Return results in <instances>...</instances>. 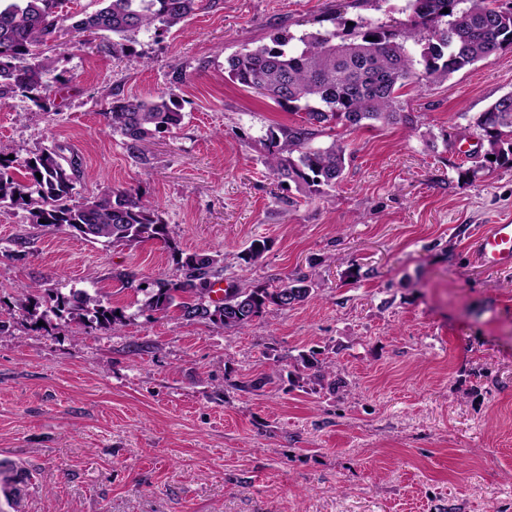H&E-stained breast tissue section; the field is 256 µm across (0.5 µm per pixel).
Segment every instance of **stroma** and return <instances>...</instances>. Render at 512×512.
<instances>
[{"instance_id":"stroma-1","label":"stroma","mask_w":512,"mask_h":512,"mask_svg":"<svg viewBox=\"0 0 512 512\" xmlns=\"http://www.w3.org/2000/svg\"><path fill=\"white\" fill-rule=\"evenodd\" d=\"M405 0H201L182 29L53 45L43 106L0 99V155L79 156L76 196L136 189L180 248L224 258V286L304 273L293 308L227 330L140 314L118 272L170 280L163 244L91 243L0 209V512H512V268L474 241L512 217V168L464 181L476 139L430 150L512 93V48L409 92L404 125L336 128L343 181L308 197L266 168L268 128L299 114L232 83L228 56L291 36L405 20ZM173 97L184 120L132 156L113 98ZM256 238L269 249L241 259ZM99 289L117 334L15 300ZM333 363L347 391L300 357ZM316 355L317 353L312 352L307 356H302L303 367L311 371L313 370L312 377L314 381L324 389L323 381L327 379V389L333 393H337L340 388L346 387V382L343 379H336L332 363L322 362Z\"/></svg>"}]
</instances>
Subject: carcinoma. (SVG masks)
<instances>
[{
  "mask_svg": "<svg viewBox=\"0 0 512 512\" xmlns=\"http://www.w3.org/2000/svg\"><path fill=\"white\" fill-rule=\"evenodd\" d=\"M66 0H0V97L19 93L36 104L48 91L46 77L55 60L42 46L53 40L71 16L62 13ZM101 7L71 23L94 33L108 32L131 41L136 33L153 28L168 32L182 27L199 0H98ZM448 12H443V9ZM406 21L368 22L361 30L347 31L339 22L332 30L306 32L294 38L276 34L259 45L226 59L224 71L245 88L303 113L301 123L267 130L264 164L276 178L292 182L309 196L333 189L343 177L346 146L333 139L327 146L314 140L341 125L348 128L376 123H417L405 111L402 97L408 88L420 92L448 80L468 66L488 63L512 47V11L503 12L494 0H407ZM298 46L288 48L291 41ZM106 126L126 138L128 151L137 156L140 143L178 128L184 119L173 98L156 101L118 98L105 113ZM480 151L473 167L459 176L512 167V93L480 113L472 131ZM495 159H489V156ZM80 163L52 150L31 153L21 164L0 157V207L21 209L34 224L64 228L89 242L135 249L156 240L164 244L175 265L176 278L149 282L134 272L116 275L123 285L144 293L141 311L168 316L177 311L188 321H209L226 330L242 329L269 308L286 310L307 299L313 283L296 275L254 288H227L220 302L207 301L224 272L218 252L182 250L170 235L157 209L138 193L114 189L99 197L75 196ZM269 245L251 242L242 260L251 267ZM46 310H40L41 305ZM17 307L32 315L67 313L91 330L116 333L125 324L123 310L105 305L99 291L44 292L35 286L17 298ZM317 384L333 393L346 387L332 363L311 353L302 357Z\"/></svg>",
  "mask_w": 512,
  "mask_h": 512,
  "instance_id": "cac0c4a2",
  "label": "carcinoma"
}]
</instances>
